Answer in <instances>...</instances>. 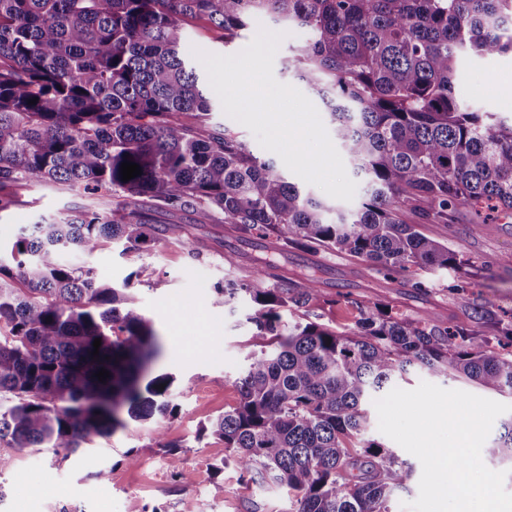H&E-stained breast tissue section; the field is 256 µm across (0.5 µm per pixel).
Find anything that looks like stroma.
I'll return each instance as SVG.
<instances>
[{"label": "stroma", "mask_w": 512, "mask_h": 512, "mask_svg": "<svg viewBox=\"0 0 512 512\" xmlns=\"http://www.w3.org/2000/svg\"><path fill=\"white\" fill-rule=\"evenodd\" d=\"M257 29L249 28L228 43L223 30L210 21L190 18L185 22V47L233 55L252 41ZM458 89L474 107L512 123V53L467 59ZM210 125L229 130L255 155L271 161L289 182L324 198L322 189L302 184L276 153L262 148L253 133L225 115L222 107H215ZM13 195L14 206L0 214V258L5 260L24 225L59 219L81 207L110 206L108 194L90 195L59 185L18 187ZM156 221L193 225L192 242L164 238L134 256L121 255L119 246L107 245L92 262L113 287L132 281L137 303L162 337L163 357L156 370L174 376L170 399L179 407L177 417L165 425V439L180 445L181 464L193 471L194 483L185 486L175 481L168 458L157 445L155 425L147 421L97 440L94 450L78 459L60 461L31 449L0 448V457L7 460L0 468V489L6 493L0 512H289L287 488L240 481L232 466L215 473V463L224 457V443L200 433L208 419L237 405L234 381L249 353L262 342L246 320L247 303L219 304L212 286L226 277H242L244 270L254 269L271 252L277 255L283 278L299 282L314 272L321 280L320 301L290 311L287 321L317 322L343 331L358 322L361 306L381 301L398 313H427L443 326L469 322L472 329L486 334L487 350L505 351L490 330L497 320L512 319V216L480 224L471 208L462 205L453 223H421L425 236L447 245L463 260L459 275L469 287L462 294L449 291L454 275L446 271L428 274L413 268L388 280L363 273L357 258L340 252L292 246L284 250L272 239L257 247L240 245L220 213L201 223L190 211H160ZM232 250L239 256L231 268L225 266L224 255ZM135 270L140 276L134 280L130 274ZM416 281L427 282L428 290H414ZM129 451L138 456V466L126 465ZM102 468L111 470L109 482L95 479Z\"/></svg>", "instance_id": "obj_1"}]
</instances>
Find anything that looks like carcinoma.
Instances as JSON below:
<instances>
[{
	"label": "carcinoma",
	"instance_id": "carcinoma-1",
	"mask_svg": "<svg viewBox=\"0 0 512 512\" xmlns=\"http://www.w3.org/2000/svg\"><path fill=\"white\" fill-rule=\"evenodd\" d=\"M270 14L310 34L289 66L367 182L352 213L302 193L206 124L213 102L183 51L186 18L232 40ZM507 52L512 0H0V189L54 183L112 196L106 210L27 225L13 263L0 261V447L67 460L133 422L178 414L172 376L151 371L161 352L151 320L92 264L106 243L129 255L157 235L186 234L152 223L151 208L202 221L221 211L241 243L344 252L390 279L465 265L405 214L436 224L453 223L460 205L512 214V125L467 110L457 90L469 54ZM125 161L141 175L121 181ZM276 268L264 260L253 279L214 288L224 305L249 299L247 321L270 337L236 379L238 404L202 428L224 441L214 470L232 463L245 480L288 488L290 512H392L410 467L364 438L365 405L415 367L512 396V355L487 352L464 322L441 326L383 302L364 308L354 330L287 329L282 312L322 289L314 273L284 285ZM102 368L110 377L100 382ZM157 431L173 475L191 484ZM482 453L512 462V419Z\"/></svg>",
	"mask_w": 512,
	"mask_h": 512
}]
</instances>
